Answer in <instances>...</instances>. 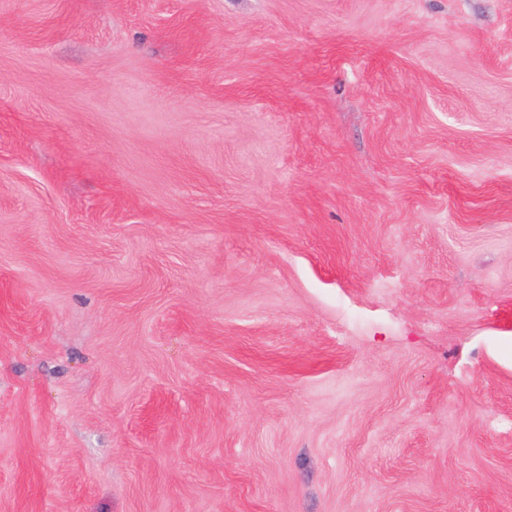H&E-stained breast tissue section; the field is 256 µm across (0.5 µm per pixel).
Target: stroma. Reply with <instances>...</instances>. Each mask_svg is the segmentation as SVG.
Returning a JSON list of instances; mask_svg holds the SVG:
<instances>
[{
    "mask_svg": "<svg viewBox=\"0 0 512 512\" xmlns=\"http://www.w3.org/2000/svg\"><path fill=\"white\" fill-rule=\"evenodd\" d=\"M0 512H512V0H0Z\"/></svg>",
    "mask_w": 512,
    "mask_h": 512,
    "instance_id": "1",
    "label": "stroma"
}]
</instances>
